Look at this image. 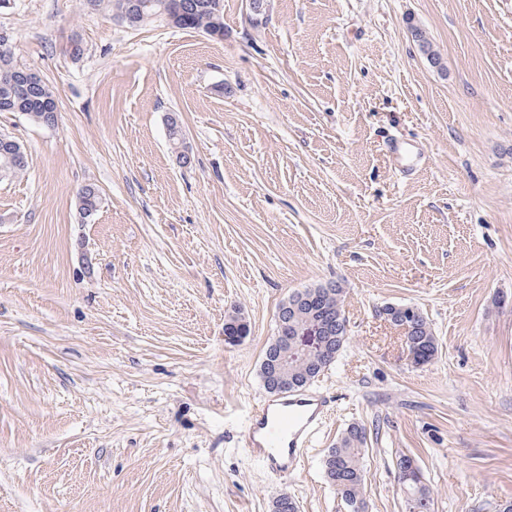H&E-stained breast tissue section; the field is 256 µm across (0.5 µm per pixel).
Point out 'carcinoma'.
<instances>
[{
  "label": "carcinoma",
  "instance_id": "1",
  "mask_svg": "<svg viewBox=\"0 0 512 512\" xmlns=\"http://www.w3.org/2000/svg\"><path fill=\"white\" fill-rule=\"evenodd\" d=\"M84 5L95 11H104L113 19L129 26L140 27L155 18L165 17L177 0H143V11H128V0H83ZM177 26L204 33L211 29L224 28V0H208L206 6L190 12ZM412 36L429 61L440 64L439 54L433 50L422 30L412 28ZM33 71L17 63L14 53L0 50V112L7 107H18L28 120L41 126H50L57 111L53 90L42 80L27 86L19 79L23 71ZM169 141L175 150L186 148L185 134L177 114L167 116ZM8 150L0 144V178L15 176L26 171L28 162L12 164L6 158ZM101 204L99 189L88 184L77 194V209L81 222L96 216ZM346 288L340 282L329 286L317 284L291 294L288 304V327L284 340L278 336L265 350L260 375L263 383L272 386L274 392H288L304 388L315 380L336 359L348 340V333L340 325L344 317L343 301ZM383 314L388 321L399 327L405 324L412 328L408 346L413 363L424 365L432 361L438 353V341L431 324L421 309L414 305L386 306ZM316 322L332 324V330L325 337L327 351L305 353L303 351L288 357V375L274 382V363L281 352L293 346V334L297 329L306 328ZM250 328L240 311L228 313L224 322V335L237 336L244 340ZM367 451V431L359 424L350 425L338 438L335 446L328 450L323 469L327 482L333 486L343 502L356 508V512H366L363 497L365 469L363 459ZM398 479L404 493L405 512H432L433 491L424 482L420 467L414 459L402 454L396 459Z\"/></svg>",
  "mask_w": 512,
  "mask_h": 512
}]
</instances>
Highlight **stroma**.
Segmentation results:
<instances>
[{"label":"stroma","instance_id":"1","mask_svg":"<svg viewBox=\"0 0 512 512\" xmlns=\"http://www.w3.org/2000/svg\"><path fill=\"white\" fill-rule=\"evenodd\" d=\"M1 29L59 123L0 113L29 161L0 182V512H344L322 459L353 423L368 512H402L401 454L433 512L512 499V0H270L257 22L224 0L220 39L8 0ZM327 281L348 340L276 477L245 447L260 364L279 305ZM403 304L438 338L427 364L382 315ZM234 309L250 334L229 345ZM101 204L99 189L92 184L83 186L77 194V209L82 223H88V218L97 215Z\"/></svg>","mask_w":512,"mask_h":512}]
</instances>
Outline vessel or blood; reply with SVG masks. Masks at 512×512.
Listing matches in <instances>:
<instances>
[{"mask_svg": "<svg viewBox=\"0 0 512 512\" xmlns=\"http://www.w3.org/2000/svg\"><path fill=\"white\" fill-rule=\"evenodd\" d=\"M326 407L303 391L265 398L248 420V451L259 457L272 474L287 475L310 443Z\"/></svg>", "mask_w": 512, "mask_h": 512, "instance_id": "obj_1", "label": "vessel or blood"}]
</instances>
